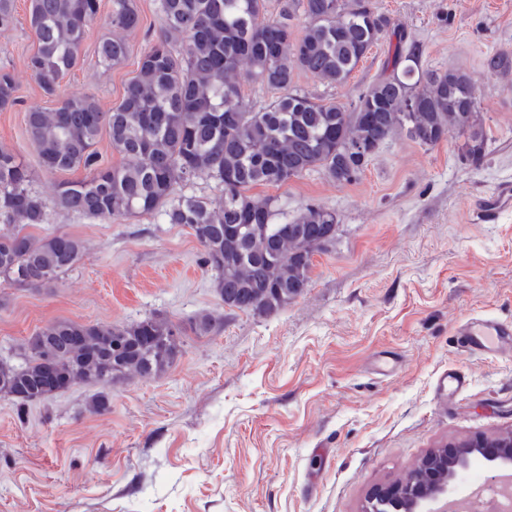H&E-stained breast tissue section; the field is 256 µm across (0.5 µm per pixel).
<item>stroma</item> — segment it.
Returning a JSON list of instances; mask_svg holds the SVG:
<instances>
[{
    "label": "stroma",
    "mask_w": 512,
    "mask_h": 512,
    "mask_svg": "<svg viewBox=\"0 0 512 512\" xmlns=\"http://www.w3.org/2000/svg\"><path fill=\"white\" fill-rule=\"evenodd\" d=\"M375 2L419 47L423 67L472 74L490 138L483 161L451 141L422 146L399 134L352 184L312 172L253 187L291 216L322 204L342 229L315 255L306 292L271 317L225 308L189 229L157 214L50 210L32 235L69 233L83 257L51 288L0 280V357L59 320L154 315L185 325L208 313L220 328L183 336L163 375L114 384L101 414L89 410L99 391L91 384L25 407L0 395V512H369L371 492L405 478L429 450L512 430V351L471 354L456 335L471 318L512 322V205L490 223L474 219L512 183V81L482 64L512 50V0ZM136 4L141 26L125 61L98 65L96 46L110 33L98 19L79 65L48 97L26 66L36 48L29 0H16L0 67L12 70L20 103L0 111V145L35 172L41 194L85 172H44L26 110L78 95L118 105L161 30L156 0ZM393 46H374L345 85L304 73L297 84L350 102L386 72ZM448 370L468 385L443 403L436 384Z\"/></svg>",
    "instance_id": "35a3bbf8"
}]
</instances>
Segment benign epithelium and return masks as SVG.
<instances>
[{
	"label": "benign epithelium",
	"instance_id": "benign-epithelium-1",
	"mask_svg": "<svg viewBox=\"0 0 512 512\" xmlns=\"http://www.w3.org/2000/svg\"><path fill=\"white\" fill-rule=\"evenodd\" d=\"M437 455L436 451L428 454L418 465L420 469H435L443 473L442 478L429 488L421 489L404 481L378 491L373 501L388 504L397 512H445L448 502L453 499L454 483L473 459L481 457L495 462L500 471L512 470V432L500 437L493 450H484L483 440L476 439L467 444L448 446L441 461L437 460Z\"/></svg>",
	"mask_w": 512,
	"mask_h": 512
}]
</instances>
